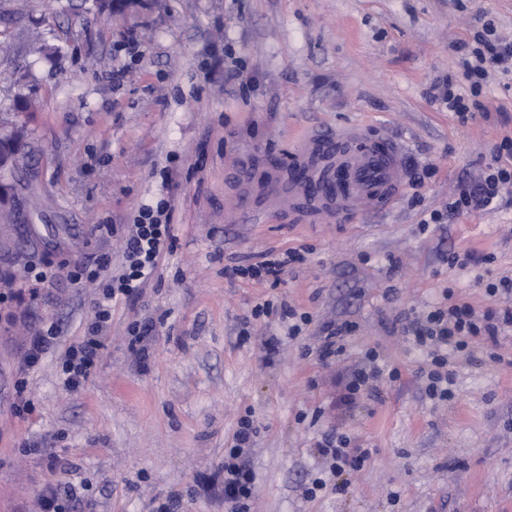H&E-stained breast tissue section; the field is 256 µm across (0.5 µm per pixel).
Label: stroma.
<instances>
[{
  "label": "stroma",
  "instance_id": "35a3bbf8",
  "mask_svg": "<svg viewBox=\"0 0 512 512\" xmlns=\"http://www.w3.org/2000/svg\"><path fill=\"white\" fill-rule=\"evenodd\" d=\"M96 17L85 0H0V118L25 129L14 206L0 211V512H35L48 485L73 484V512H225L224 450L237 419L258 426L250 512H512V334L502 361L457 368L455 398H424L419 354L394 332L401 313L454 291L491 307L481 268L445 255L495 253L512 274V202L431 224L460 178L481 173L512 133V78L492 75L478 101L487 119L461 124L433 98L453 75L480 17L512 43V0H116ZM62 45L43 55L34 38ZM137 42L140 54L126 46ZM244 86L225 84L226 68ZM124 69L113 80V69ZM351 122L405 140L420 183L384 213L323 224H236L246 199L285 159L293 134ZM173 181L177 247L141 296L114 303L102 360L84 388L56 378L58 350L94 315L91 285L65 271L101 253L120 261L121 234ZM307 246L276 289L225 276L272 248ZM61 273L37 290L31 265ZM309 312L296 338L267 355L269 324L241 323L266 295ZM359 328L347 358L379 347L400 380L378 397L336 407V369L316 354L322 323ZM54 352L22 357L48 322ZM151 324L131 347L132 323ZM32 410L16 416L15 385ZM340 429L372 449L343 474L344 492L313 500L316 442Z\"/></svg>",
  "mask_w": 512,
  "mask_h": 512
}]
</instances>
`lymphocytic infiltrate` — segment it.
<instances>
[{
  "mask_svg": "<svg viewBox=\"0 0 512 512\" xmlns=\"http://www.w3.org/2000/svg\"><path fill=\"white\" fill-rule=\"evenodd\" d=\"M469 60L463 61V78L469 84L468 93H461L452 78H444L436 85L437 98L453 111L460 123L472 120L465 102L466 95H479L481 82L489 70L512 73V44L495 36L493 22H486L482 33L474 37ZM492 164L475 180L460 181L446 211H432L431 223L437 224L444 213L459 214L490 207L501 194L512 195V134L504 135L494 147ZM174 206L171 199L160 198L156 204L141 207L133 223L125 225L123 262L120 271H113L111 254H101L94 264H78L70 268L68 277L75 283H98L95 314L87 324L83 336L71 343L57 356L58 378L70 391L81 389L101 360L103 339L112 323V304L122 298L138 294L155 275L159 264L173 252L176 238L173 234ZM300 249L268 250L261 262L237 265L228 273L255 284L264 282L279 285L291 265L301 262ZM444 305L420 312L398 316L395 328L426 354L427 382L425 397L433 402L448 401L454 396L451 388L455 357L469 354L475 340H483L497 347L506 328H512V309L477 311L470 303L446 293ZM358 325L350 320L323 323L320 328L317 356L327 365L341 362L345 340L356 332ZM398 369L386 368L376 348H368L361 362L355 364L342 381L339 396L341 404L354 406L361 396L374 392L373 384L382 378L396 380ZM257 427L251 415L241 416L232 436V443L224 451V508L226 512H247L254 495L255 478L249 464L252 439ZM317 450L330 464L332 473L339 474L362 469L372 456L371 449L356 448L343 433L327 434Z\"/></svg>",
  "mask_w": 512,
  "mask_h": 512,
  "instance_id": "f902f5d3",
  "label": "lymphocytic infiltrate"
}]
</instances>
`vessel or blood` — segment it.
I'll return each mask as SVG.
<instances>
[{
	"instance_id": "1",
	"label": "vessel or blood",
	"mask_w": 512,
	"mask_h": 512,
	"mask_svg": "<svg viewBox=\"0 0 512 512\" xmlns=\"http://www.w3.org/2000/svg\"><path fill=\"white\" fill-rule=\"evenodd\" d=\"M288 208L302 221L319 224L335 219L338 210L363 205L384 211L406 182V146L384 132L352 125L317 129L291 147L287 161ZM278 179L266 185L272 201L264 213L237 211L240 224L268 223L280 205Z\"/></svg>"
}]
</instances>
